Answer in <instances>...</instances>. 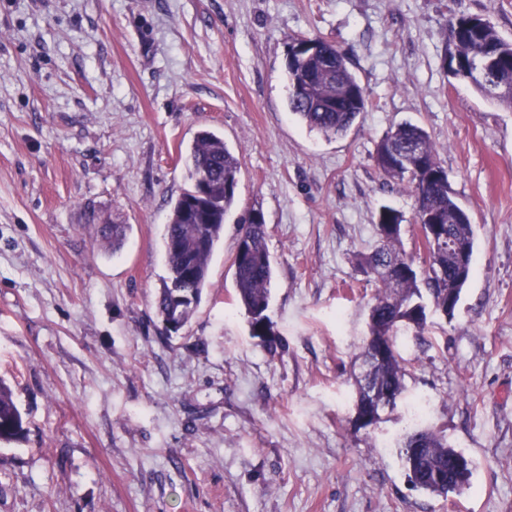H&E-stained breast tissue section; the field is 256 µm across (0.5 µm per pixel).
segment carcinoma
<instances>
[{
  "label": "carcinoma",
  "mask_w": 512,
  "mask_h": 512,
  "mask_svg": "<svg viewBox=\"0 0 512 512\" xmlns=\"http://www.w3.org/2000/svg\"><path fill=\"white\" fill-rule=\"evenodd\" d=\"M447 37L453 51L447 68L462 69L474 59L492 60L502 78L512 79V40L503 37L481 16L454 15L448 21ZM289 110L311 131L330 138L344 136L366 109L363 87L339 52L327 57L306 51L288 57ZM418 149L423 164L413 170L393 164ZM189 160L193 186L173 203L165 233L168 278L156 300L160 319H191L206 286L210 261L219 242L225 219L236 197L240 162L215 133L203 130L192 144ZM375 163L393 183L407 186L415 197L414 223L434 231L436 239L466 240L474 250L475 235L469 213L458 203L448 174L438 161V149L420 126L405 122L387 132L377 145ZM259 210L241 220L240 238L233 260L236 298L249 318L251 336L262 328L263 313L269 309L272 261L266 243V224ZM404 217L391 206L377 213L376 233L380 246L356 257L357 265L377 286L371 304V333L383 337L386 355L363 377L373 393L370 404L396 405L408 374L405 359L395 347L399 329L416 336L424 334V302L448 305V289L462 294L471 273L461 276L457 260L448 250L434 249L422 240L423 253L415 256L404 248L401 231ZM127 225L104 224L100 237L121 248ZM24 434L23 417L11 387L0 379V441ZM399 455L412 488L447 498L469 487L471 464L448 443L444 432L411 427L399 445Z\"/></svg>",
  "instance_id": "cac0c4a2"
}]
</instances>
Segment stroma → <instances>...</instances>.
<instances>
[{
  "mask_svg": "<svg viewBox=\"0 0 512 512\" xmlns=\"http://www.w3.org/2000/svg\"><path fill=\"white\" fill-rule=\"evenodd\" d=\"M454 13L512 38V0H0V378L25 427L0 443V512H512V109L449 76ZM299 36L334 44L368 94L347 136L288 109ZM406 121L471 216L473 270L452 319L396 336L405 390L359 429L375 286L354 257L384 204L419 244L410 189L374 161ZM202 129L241 175L197 309L169 337L164 231ZM253 209L274 356L235 297ZM93 214L128 225L119 251ZM416 399L471 461L461 496L407 482Z\"/></svg>",
  "mask_w": 512,
  "mask_h": 512,
  "instance_id": "obj_1",
  "label": "stroma"
}]
</instances>
